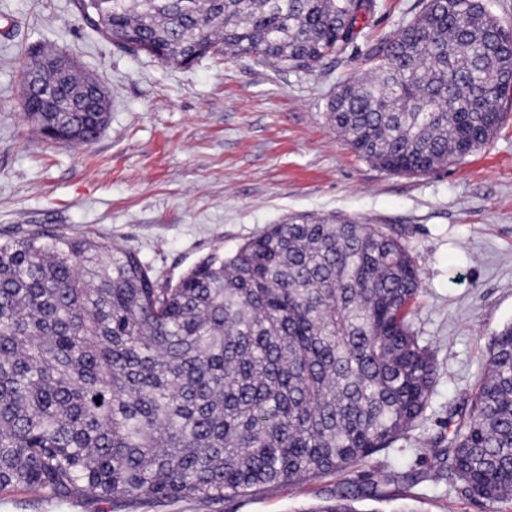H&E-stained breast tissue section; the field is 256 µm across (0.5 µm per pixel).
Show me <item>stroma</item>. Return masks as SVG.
<instances>
[{"mask_svg":"<svg viewBox=\"0 0 512 512\" xmlns=\"http://www.w3.org/2000/svg\"><path fill=\"white\" fill-rule=\"evenodd\" d=\"M421 2L379 0L369 36L395 31ZM39 46L70 53L106 87L109 121L93 143L53 144L27 122L18 72ZM365 51L347 50L312 71L216 55L176 67L117 51L82 24L74 0H0V240L30 229L99 237L174 283L213 249L233 250L294 214L398 228L422 279L411 322L434 353L436 377L423 418L372 464L425 479L396 490L395 502L360 501V512H390L396 502L414 512H512V503L459 499L423 446L447 433L491 338L512 322V93L488 144L419 177L393 174L359 157L327 117L337 84L371 69ZM346 479L225 504L58 501L8 488L0 512H299Z\"/></svg>","mask_w":512,"mask_h":512,"instance_id":"obj_1","label":"stroma"}]
</instances>
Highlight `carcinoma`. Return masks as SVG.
Masks as SVG:
<instances>
[{"label":"carcinoma","mask_w":512,"mask_h":512,"mask_svg":"<svg viewBox=\"0 0 512 512\" xmlns=\"http://www.w3.org/2000/svg\"><path fill=\"white\" fill-rule=\"evenodd\" d=\"M378 0H75L119 51L191 66L209 55L308 70L364 35ZM366 40L373 75L328 102L339 137L393 174L417 176L486 145L512 90V33L485 0H422ZM52 143L96 140L101 86L71 67ZM60 92L57 71L40 76ZM421 278L395 231L290 216L173 285L109 241L29 230L0 242V488L114 503L218 504L355 473L298 512H362L385 487L423 480L373 456L426 411L436 368L410 323ZM447 447H440L441 443ZM474 502L512 501V322L483 377L424 443Z\"/></svg>","instance_id":"obj_1"}]
</instances>
